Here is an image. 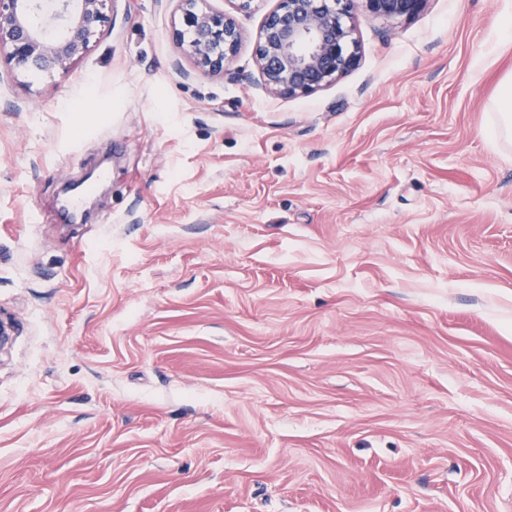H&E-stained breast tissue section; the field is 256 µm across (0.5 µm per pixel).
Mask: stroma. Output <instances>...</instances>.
<instances>
[{
    "mask_svg": "<svg viewBox=\"0 0 512 512\" xmlns=\"http://www.w3.org/2000/svg\"><path fill=\"white\" fill-rule=\"evenodd\" d=\"M278 0H110L0 68V512H512V0L357 9L355 66L261 87ZM106 169L89 221L67 185ZM183 10V29L177 30L181 46H185L195 67L203 73L219 75L235 52L239 31L224 15L214 14L206 0H178ZM489 112H493L492 137L496 140H512V76L502 84L500 93L490 102Z\"/></svg>",
    "mask_w": 512,
    "mask_h": 512,
    "instance_id": "1",
    "label": "stroma"
}]
</instances>
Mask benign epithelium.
Segmentation results:
<instances>
[{"instance_id": "obj_1", "label": "benign epithelium", "mask_w": 512, "mask_h": 512, "mask_svg": "<svg viewBox=\"0 0 512 512\" xmlns=\"http://www.w3.org/2000/svg\"><path fill=\"white\" fill-rule=\"evenodd\" d=\"M386 19L412 15L423 0H278L258 35L257 64L266 92L308 95L356 63L354 11L359 2ZM110 0H0V54L15 71L52 74L85 55L108 22ZM177 31L195 67L219 75L235 52L234 22L210 12L206 0H178Z\"/></svg>"}]
</instances>
